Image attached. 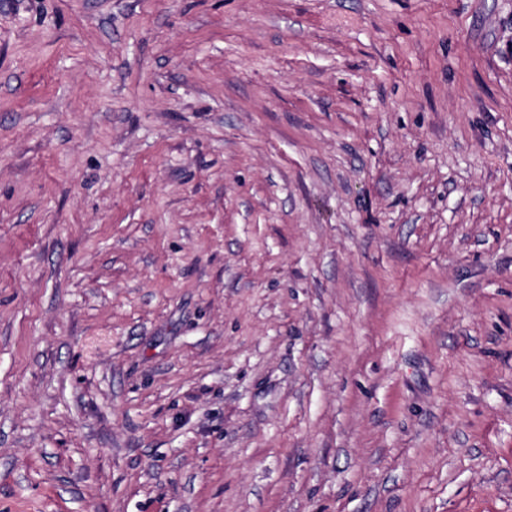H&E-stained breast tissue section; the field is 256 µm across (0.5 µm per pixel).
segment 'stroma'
Listing matches in <instances>:
<instances>
[{
	"label": "stroma",
	"mask_w": 512,
	"mask_h": 512,
	"mask_svg": "<svg viewBox=\"0 0 512 512\" xmlns=\"http://www.w3.org/2000/svg\"><path fill=\"white\" fill-rule=\"evenodd\" d=\"M0 512H512V0H0Z\"/></svg>",
	"instance_id": "1"
}]
</instances>
